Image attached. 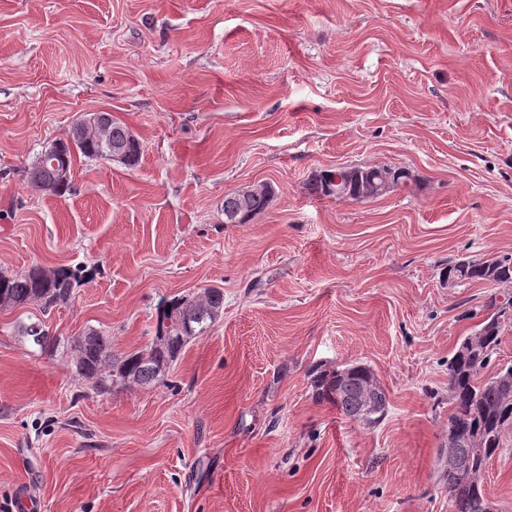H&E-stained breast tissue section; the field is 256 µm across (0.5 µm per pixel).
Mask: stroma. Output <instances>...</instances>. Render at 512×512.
Returning <instances> with one entry per match:
<instances>
[{"label":"stroma","instance_id":"stroma-1","mask_svg":"<svg viewBox=\"0 0 512 512\" xmlns=\"http://www.w3.org/2000/svg\"><path fill=\"white\" fill-rule=\"evenodd\" d=\"M140 143L76 156L71 189L23 170L83 115ZM388 165L411 191L309 194L312 170ZM268 209L224 221L228 191ZM512 254V0H0V271L81 267L51 311L0 307V512H452L448 360ZM217 286L224 314L165 379L96 392L42 319L121 355L161 298ZM317 364L369 367L383 420L315 400ZM512 512V433L483 472ZM272 189L267 185L228 191L224 195V221L247 224L270 205ZM447 270L448 275L454 276L460 284L485 283L492 285L493 281L497 279H512V255L449 260ZM457 280L448 279V287L457 286ZM19 336L30 339L32 343L39 347L41 352H53L57 350L60 343L54 336H51L42 321L32 322L30 324L20 323L18 325Z\"/></svg>","mask_w":512,"mask_h":512}]
</instances>
